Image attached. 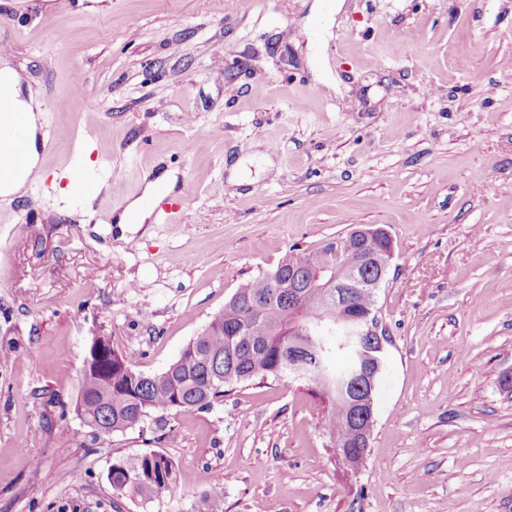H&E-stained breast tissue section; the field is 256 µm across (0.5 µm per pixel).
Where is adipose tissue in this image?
Here are the masks:
<instances>
[{
  "mask_svg": "<svg viewBox=\"0 0 512 512\" xmlns=\"http://www.w3.org/2000/svg\"><path fill=\"white\" fill-rule=\"evenodd\" d=\"M0 82L8 84L11 95L5 104L7 110L24 113L27 126V167L14 172L10 178L0 182V199L10 201L24 197L28 192L30 169L40 165V140L42 109L39 94L31 86L25 85L21 74L9 60L0 59ZM142 194L127 200L123 211L117 218L121 225H142L150 219L152 203L160 196L171 193L178 182L176 172L162 171L145 174Z\"/></svg>",
  "mask_w": 512,
  "mask_h": 512,
  "instance_id": "ef3b65f1",
  "label": "adipose tissue"
}]
</instances>
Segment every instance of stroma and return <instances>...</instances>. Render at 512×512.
Instances as JSON below:
<instances>
[{"mask_svg":"<svg viewBox=\"0 0 512 512\" xmlns=\"http://www.w3.org/2000/svg\"><path fill=\"white\" fill-rule=\"evenodd\" d=\"M327 2L0 0L53 135L40 182L0 200V512H202L213 490L224 512H512V0H345L321 35L331 101L307 38ZM77 168L95 201L67 193ZM169 169L191 222L122 231ZM360 224L394 258L356 473L303 382L109 436L72 410L93 337L161 372L290 247ZM150 451L179 494L113 493L112 462ZM144 189L142 194L134 199L126 201L123 211L116 221L121 225L147 224L150 219L153 207L152 203L162 195L171 193L178 182L175 171H162L158 173H147L143 178Z\"/></svg>","mask_w":512,"mask_h":512,"instance_id":"obj_1","label":"stroma"}]
</instances>
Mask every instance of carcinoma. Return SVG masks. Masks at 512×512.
<instances>
[{
  "instance_id": "obj_1",
  "label": "carcinoma",
  "mask_w": 512,
  "mask_h": 512,
  "mask_svg": "<svg viewBox=\"0 0 512 512\" xmlns=\"http://www.w3.org/2000/svg\"><path fill=\"white\" fill-rule=\"evenodd\" d=\"M389 250L387 240H375L360 250L345 236L314 252L289 254L277 267L285 275L292 267L319 274L324 281L340 264L359 265L372 276L374 258ZM300 292L299 298L292 297L288 286L278 287L268 272L247 282L160 373L137 370L132 355L104 337V342L89 347L91 354L101 349L98 370L80 374L74 412L93 431L106 421L112 433H122L173 411L208 410L240 383L286 377L288 360L299 352L307 358L302 369L314 376L309 384L319 391L323 404L322 429L348 461L346 473L356 472L367 452L355 405L361 390L352 377L360 360L339 349L337 337L306 332L325 318L346 323L361 316L373 302V293L350 287L345 298L326 309L312 300L313 289ZM107 480L117 495L143 501L172 495L178 488L175 465L160 452L113 461Z\"/></svg>"
}]
</instances>
